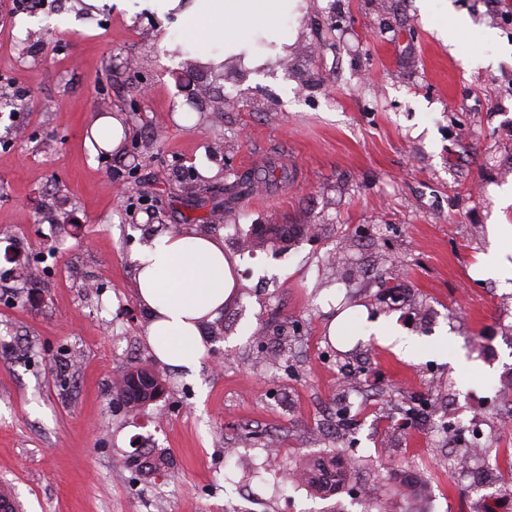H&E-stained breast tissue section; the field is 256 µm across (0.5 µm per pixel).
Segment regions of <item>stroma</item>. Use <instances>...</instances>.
<instances>
[{
	"instance_id": "35a3bbf8",
	"label": "stroma",
	"mask_w": 512,
	"mask_h": 512,
	"mask_svg": "<svg viewBox=\"0 0 512 512\" xmlns=\"http://www.w3.org/2000/svg\"><path fill=\"white\" fill-rule=\"evenodd\" d=\"M451 4L470 28L448 45L416 0H306L283 59L244 80L233 61L218 79L198 71L197 106L166 46L171 18L0 0V85L25 91L0 108V289L13 292L0 296V491L23 512H360L288 480L289 460L326 451L358 462L357 489L388 464L421 467L430 512H512V496L471 492L446 441L399 427L384 397L410 407L435 392L439 420L484 423L490 463L512 451L497 406L512 390V285L477 272L492 225L512 224L495 194L512 186V0ZM475 53L497 66H469ZM115 112L124 152H91L88 129ZM190 167L209 185L249 179L265 199L201 228L224 200L201 196ZM258 224L318 231L243 256ZM189 229L223 241L239 282L193 373L154 357L132 288L133 253ZM15 239L47 275L9 276ZM382 271L427 315L382 299ZM348 298L393 321L414 355L330 344L329 306ZM137 362L165 394L132 413L113 404L112 379ZM349 369L363 401L339 430ZM149 433L172 460L167 480L127 463Z\"/></svg>"
}]
</instances>
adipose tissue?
Wrapping results in <instances>:
<instances>
[{
  "label": "adipose tissue",
  "mask_w": 512,
  "mask_h": 512,
  "mask_svg": "<svg viewBox=\"0 0 512 512\" xmlns=\"http://www.w3.org/2000/svg\"><path fill=\"white\" fill-rule=\"evenodd\" d=\"M129 14H174L173 47L207 64L235 58L256 68L275 61L295 39L300 0H113ZM423 19L444 43L454 42L469 21L449 13L446 0H417ZM499 247L481 259L486 276L512 278V224H497ZM134 288L148 318L145 334L155 358L196 370L204 356L206 326L237 290L234 267L221 241L185 231L153 237L133 255Z\"/></svg>",
  "instance_id": "obj_1"
}]
</instances>
